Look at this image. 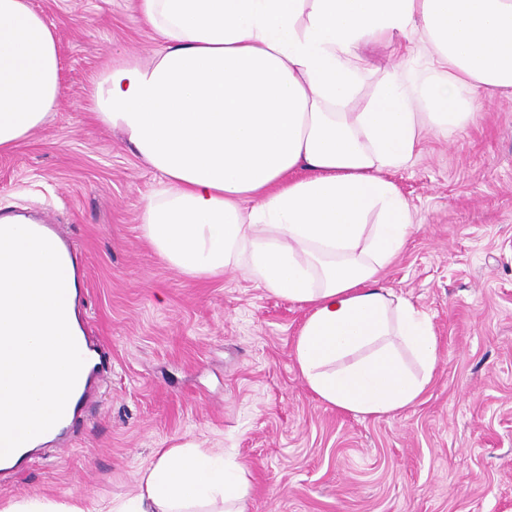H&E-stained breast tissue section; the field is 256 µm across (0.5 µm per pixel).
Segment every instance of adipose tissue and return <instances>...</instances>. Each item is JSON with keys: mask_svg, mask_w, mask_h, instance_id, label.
Returning a JSON list of instances; mask_svg holds the SVG:
<instances>
[{"mask_svg": "<svg viewBox=\"0 0 512 512\" xmlns=\"http://www.w3.org/2000/svg\"><path fill=\"white\" fill-rule=\"evenodd\" d=\"M159 43L109 64L87 108L157 175L146 239L190 277L232 269L308 315L299 373L361 415L414 405L438 360L431 321L380 282L418 226L386 179L428 129L451 135L512 90V0H135ZM422 31L441 75L386 72L352 111L361 47ZM54 25L0 0V151L56 112ZM244 463L189 445L158 453L130 499L102 512H246Z\"/></svg>", "mask_w": 512, "mask_h": 512, "instance_id": "ef3b65f1", "label": "adipose tissue"}]
</instances>
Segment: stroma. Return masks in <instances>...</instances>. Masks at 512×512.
Returning a JSON list of instances; mask_svg holds the SVG:
<instances>
[{
    "label": "stroma",
    "mask_w": 512,
    "mask_h": 512,
    "mask_svg": "<svg viewBox=\"0 0 512 512\" xmlns=\"http://www.w3.org/2000/svg\"><path fill=\"white\" fill-rule=\"evenodd\" d=\"M55 26L57 112L0 151V212L45 218L73 242L87 334L105 353L67 433L0 476V512L47 498L126 499L158 450L195 444L245 462L247 512H512V91L463 132H426L387 172L419 229L383 284L430 319L440 360L420 401L379 417L318 399L294 342L307 310L240 272L193 279L143 236L159 188L86 108L111 60L151 55L133 0H30ZM362 97L400 67L432 68L418 36L369 44Z\"/></svg>",
    "instance_id": "35a3bbf8"
}]
</instances>
